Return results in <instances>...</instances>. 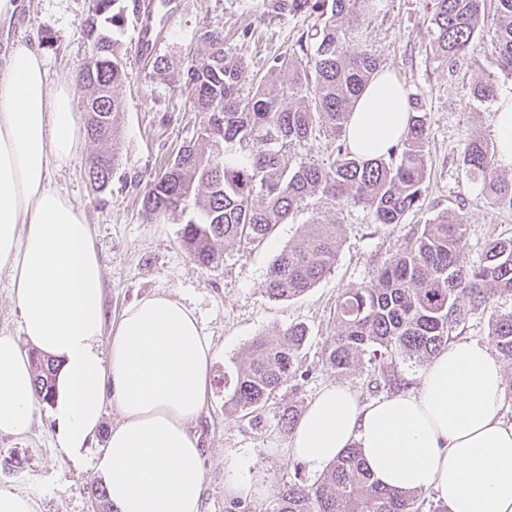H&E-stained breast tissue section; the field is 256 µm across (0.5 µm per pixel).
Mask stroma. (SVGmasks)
<instances>
[{
	"instance_id": "35a3bbf8",
	"label": "stroma",
	"mask_w": 512,
	"mask_h": 512,
	"mask_svg": "<svg viewBox=\"0 0 512 512\" xmlns=\"http://www.w3.org/2000/svg\"><path fill=\"white\" fill-rule=\"evenodd\" d=\"M177 9L162 30L160 52L181 67L186 58L203 56L199 36L203 28L223 31L224 48L243 57L247 69L243 91H250L269 58L287 53L313 18L298 15L265 23V0H176ZM431 0H382L380 13L351 35L348 53L364 51L378 56L395 73L407 94L419 98L430 132L428 192L420 209L407 213L402 223H374L367 208L344 203L328 208L310 204L279 225L262 247L227 246L222 262L204 268L193 262L180 245L187 214L149 221L141 198L150 176L158 174L178 149L195 138L202 122L189 107L190 90L183 83L158 79L150 60L136 57L140 29L137 17H127L119 39L129 72L116 87L123 102L119 161L112 180L93 191L85 177L88 158L97 150L83 139L70 165L54 175L57 187L84 212L91 225L104 266L106 335H113L123 311L135 300L162 291L194 309L216 354L211 366V396L195 424L203 452L204 495L201 512H225L229 497L225 481L242 473L256 494L247 496L251 512H273L283 480L305 484L318 476L288 453L289 435L281 428L284 409L305 410L315 393L328 384L354 389L362 401L376 399L369 381L371 368L360 363L343 375L327 370L322 353L332 336L331 318L337 296L348 288L371 284L377 269L404 245L419 224L432 218L438 206L460 209L468 226L467 253L479 262L486 242L512 235V212L488 203L481 183L469 180L459 161L463 139L494 141L497 103L512 98V75L501 72L492 52L494 21L485 23L479 37L454 67L429 50ZM88 0H20L10 26H0V56L12 41L23 40L45 57L53 79L77 73L87 49ZM492 81L497 97L480 100L472 87ZM338 221L340 247L336 263L307 293L291 300L267 296L266 272L274 257L296 239L312 213ZM294 324L309 331L301 351L302 376L290 381L270 400L260 419L238 420L224 409V380L233 377L251 343ZM106 408L103 432L75 462L53 445L50 406L39 409L33 430L23 439L0 436V488L31 496L38 512H92L91 490L101 478L94 458L104 448L105 433L118 421Z\"/></svg>"
}]
</instances>
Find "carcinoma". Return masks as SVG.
<instances>
[{
	"label": "carcinoma",
	"instance_id": "1",
	"mask_svg": "<svg viewBox=\"0 0 512 512\" xmlns=\"http://www.w3.org/2000/svg\"><path fill=\"white\" fill-rule=\"evenodd\" d=\"M498 28L491 45L501 68L512 75V0H494ZM121 0H91L88 47L77 73L87 90L86 131L112 150L87 163V181L98 191L109 184L119 150L118 118L124 111L115 88L128 77L118 40L107 27L125 22ZM377 9V0H267L265 20L307 14L313 28L292 51L267 62L264 75L242 92L244 62L224 50V34L206 29V57L191 59L174 72L171 62L153 60L157 78L176 77L192 91L191 107L203 114L197 140L183 145L173 162L147 184L142 207L153 219L191 208L198 216L184 224L180 242L199 265L219 264L224 248L245 242L259 247L277 226L311 200L322 205L353 202L366 207L377 224H400L418 208L427 191L429 133L423 109L411 99L406 134L387 155L362 160L346 141V126L360 92L384 72L368 52L349 54L353 28ZM487 0H434L429 19L430 49L448 67L470 50L481 32ZM288 75V81L282 75ZM326 130L333 159L327 166L288 165V152ZM468 178L483 185L489 203L512 211V181L503 179L497 148L468 138L460 150ZM463 215L439 211L377 270L374 283L342 292L333 313L332 341L323 352L327 369L343 374L363 359L372 366L374 389L390 394L405 387L400 365L421 363L448 348L450 333L471 315L492 308L494 297L512 293V237L488 242L475 264L467 258ZM340 225L315 216L304 232L276 255L268 268L265 293L289 300L331 273ZM307 329L293 325L250 346L246 364L234 376L224 405L237 418L257 413L302 368L300 351ZM497 354L512 360V311L490 317ZM35 391L43 402L54 394L59 362L31 353ZM419 494L385 488L371 480L358 448H347L311 485L286 482L274 512H419Z\"/></svg>",
	"mask_w": 512,
	"mask_h": 512
}]
</instances>
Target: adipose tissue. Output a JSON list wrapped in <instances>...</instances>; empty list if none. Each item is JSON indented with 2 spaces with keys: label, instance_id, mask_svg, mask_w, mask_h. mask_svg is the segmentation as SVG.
<instances>
[{
  "label": "adipose tissue",
  "instance_id": "adipose-tissue-1",
  "mask_svg": "<svg viewBox=\"0 0 512 512\" xmlns=\"http://www.w3.org/2000/svg\"><path fill=\"white\" fill-rule=\"evenodd\" d=\"M73 81H52L43 56L11 46L0 74V272H7L24 343L0 336V436H28L40 400L26 346L61 362L55 443L80 460L106 406L119 421L95 464L117 512H200L204 473L192 429L210 393L213 345L194 312L163 293L142 296L102 343L103 267L82 210L53 175L84 135ZM408 97L385 74L358 98L351 150L386 155L405 133ZM490 347L450 344L407 390L361 402L321 388L290 434L291 454L315 473L359 448L384 486L431 491L448 512H512V420Z\"/></svg>",
  "mask_w": 512,
  "mask_h": 512
}]
</instances>
